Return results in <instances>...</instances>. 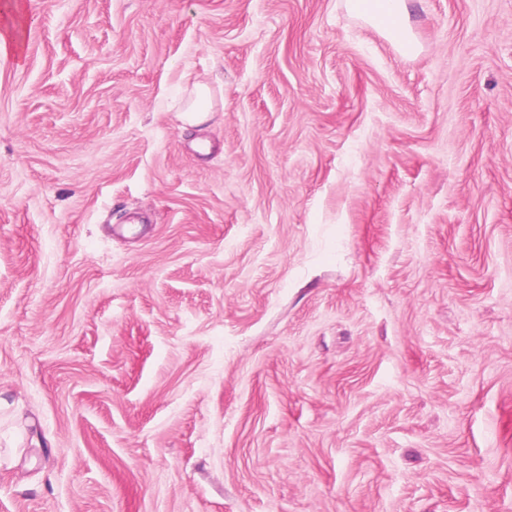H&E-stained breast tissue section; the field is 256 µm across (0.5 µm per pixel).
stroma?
<instances>
[{"instance_id":"stroma-1","label":"stroma","mask_w":512,"mask_h":512,"mask_svg":"<svg viewBox=\"0 0 512 512\" xmlns=\"http://www.w3.org/2000/svg\"><path fill=\"white\" fill-rule=\"evenodd\" d=\"M17 2L0 512H512V0ZM347 2L352 11L372 26L381 29L398 47L416 51L417 45L407 23L405 0H350ZM353 5L357 7L356 11ZM208 99L209 88L206 85L196 83L193 85L186 106L179 112H193L197 114L196 117L201 116L204 112H212Z\"/></svg>"}]
</instances>
